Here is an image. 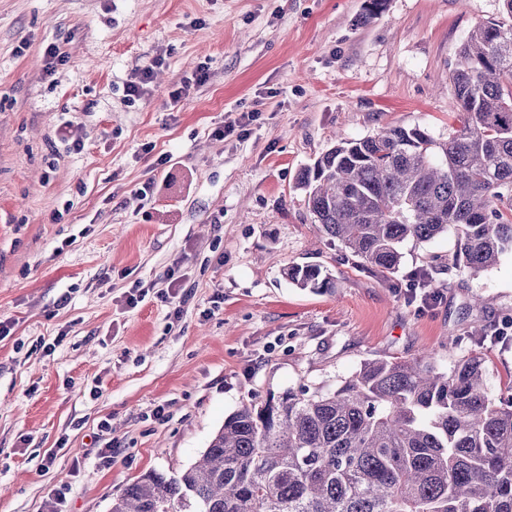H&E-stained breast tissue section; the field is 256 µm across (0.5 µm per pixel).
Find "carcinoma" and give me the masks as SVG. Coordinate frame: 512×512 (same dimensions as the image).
I'll return each mask as SVG.
<instances>
[{"instance_id": "cac0c4a2", "label": "carcinoma", "mask_w": 512, "mask_h": 512, "mask_svg": "<svg viewBox=\"0 0 512 512\" xmlns=\"http://www.w3.org/2000/svg\"><path fill=\"white\" fill-rule=\"evenodd\" d=\"M451 81L448 140L340 137L298 177L314 223L383 271L408 238L455 234L448 269L472 276L512 252V0L469 31ZM287 275L333 289L318 266ZM110 512H512V397L490 398L476 356L367 361L332 392L243 404L198 462L141 475Z\"/></svg>"}]
</instances>
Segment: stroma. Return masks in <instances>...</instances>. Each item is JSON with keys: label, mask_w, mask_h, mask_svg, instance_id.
Returning <instances> with one entry per match:
<instances>
[{"label": "stroma", "mask_w": 512, "mask_h": 512, "mask_svg": "<svg viewBox=\"0 0 512 512\" xmlns=\"http://www.w3.org/2000/svg\"><path fill=\"white\" fill-rule=\"evenodd\" d=\"M365 2L0 0V512H109L141 474L188 467L252 397L327 393L371 360L426 350L446 371L474 354L491 396L512 393V253L468 278L446 267L455 235L408 239L381 271L297 186L340 135L446 140L458 48L502 0H386L366 23ZM244 112L259 115L247 132L215 137ZM64 113L80 148L59 140ZM292 265L334 290L296 287ZM430 267L426 307L411 288ZM171 269L176 308L159 297ZM490 325L496 340L471 342ZM288 279L299 288L313 291H331L333 281L319 266H292L288 268Z\"/></svg>", "instance_id": "stroma-1"}]
</instances>
